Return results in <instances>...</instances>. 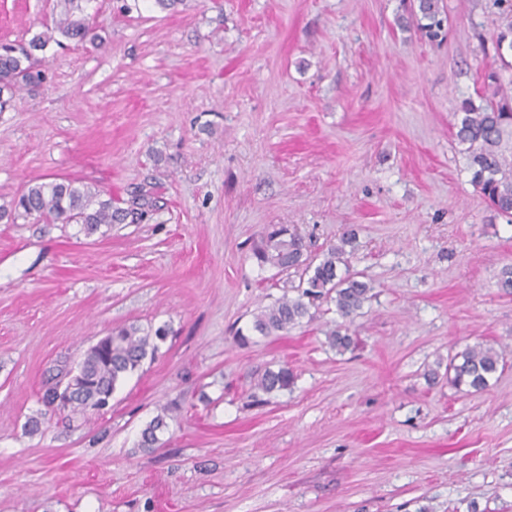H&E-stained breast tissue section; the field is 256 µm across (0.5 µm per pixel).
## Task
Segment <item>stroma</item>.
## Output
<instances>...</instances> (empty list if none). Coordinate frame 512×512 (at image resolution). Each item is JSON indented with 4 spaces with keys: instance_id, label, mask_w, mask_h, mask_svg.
<instances>
[{
    "instance_id": "35a3bbf8",
    "label": "stroma",
    "mask_w": 512,
    "mask_h": 512,
    "mask_svg": "<svg viewBox=\"0 0 512 512\" xmlns=\"http://www.w3.org/2000/svg\"><path fill=\"white\" fill-rule=\"evenodd\" d=\"M442 4L431 42L399 26L409 0H176L135 19L104 0L100 47H50L45 83L0 112V205L70 177L154 206L89 236L0 222V512H512V224L453 137L506 6ZM60 10L0 0V41ZM274 224L316 257L355 229L349 265L374 289L357 350L326 343L329 302L253 332L300 280L253 256ZM130 323L170 334L99 414L47 412L45 388ZM479 342L508 362L487 391L428 384ZM283 363L293 388L253 401ZM167 429V422L164 415H157L142 430L139 442L140 448L145 451H151L154 448H160L163 445L161 435Z\"/></svg>"
}]
</instances>
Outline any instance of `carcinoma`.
<instances>
[{
  "label": "carcinoma",
  "mask_w": 512,
  "mask_h": 512,
  "mask_svg": "<svg viewBox=\"0 0 512 512\" xmlns=\"http://www.w3.org/2000/svg\"><path fill=\"white\" fill-rule=\"evenodd\" d=\"M94 0H63L64 10L45 31L26 43L0 44V112L11 105L16 92L40 86L46 78L45 52L51 44L62 40L78 44H101L95 33V16L87 12ZM416 27L429 39L441 35L444 18L439 0H417L411 11ZM495 56L500 66L509 68L512 61V20L500 30L495 40ZM483 103L462 102L455 139L464 146L471 183L494 210L512 223V90L504 88L497 68L484 76ZM149 199L139 195L120 206V200L99 198V191L76 179L35 180L7 205H0V220L16 223L33 217L45 224H80L92 234L103 225L137 224L146 213ZM355 236L345 233L340 244L330 247L320 261L307 253L302 236L282 225L264 235L253 255L259 266L275 268L280 273L291 269L302 271L296 291L283 294L272 305L255 316L253 331L262 336L286 334L305 318H313L310 306L321 299L334 303L337 314L347 320L373 297L371 285L350 270L346 248L354 247ZM168 336L159 327L144 333L130 324L112 330L91 346L79 365L81 383L73 393L65 411L85 416L97 404L111 396L117 386L137 371L147 357L158 350V342ZM331 348L339 353L354 349L358 338L349 327L337 324L326 331ZM506 366L503 351L490 343H479L448 358L445 375L457 389L469 394L487 390L490 381ZM293 369L284 363L276 370L265 371L254 389L264 394L288 391L295 384ZM167 429L165 416L153 418L142 430L139 446L151 451L163 445L161 435Z\"/></svg>",
  "instance_id": "1"
}]
</instances>
